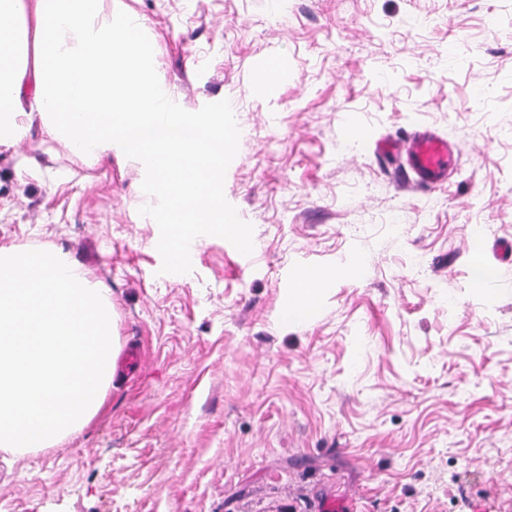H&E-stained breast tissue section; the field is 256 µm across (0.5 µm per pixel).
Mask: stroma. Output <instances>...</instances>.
Masks as SVG:
<instances>
[{
	"label": "stroma",
	"instance_id": "stroma-1",
	"mask_svg": "<svg viewBox=\"0 0 512 512\" xmlns=\"http://www.w3.org/2000/svg\"><path fill=\"white\" fill-rule=\"evenodd\" d=\"M115 6L177 106L234 113L238 234L193 226L171 269L144 163L0 152V247L91 270L120 345L80 432L0 451V512H512V0ZM417 130L457 146L442 187L376 152ZM334 283L332 273H323L306 288H296L288 295V301L281 310V319L285 323H300L308 315L316 295Z\"/></svg>",
	"mask_w": 512,
	"mask_h": 512
}]
</instances>
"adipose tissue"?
<instances>
[{
  "instance_id": "obj_1",
  "label": "adipose tissue",
  "mask_w": 512,
  "mask_h": 512,
  "mask_svg": "<svg viewBox=\"0 0 512 512\" xmlns=\"http://www.w3.org/2000/svg\"><path fill=\"white\" fill-rule=\"evenodd\" d=\"M35 122L73 154L101 158L118 145L149 163L143 197L168 227L171 268L187 259L192 225L235 231L223 193L232 113L176 108L141 23L112 0H0V147ZM333 282L324 273L292 291L282 321L302 322Z\"/></svg>"
}]
</instances>
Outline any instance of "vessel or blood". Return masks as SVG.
Instances as JSON below:
<instances>
[{"instance_id": "obj_1", "label": "vessel or blood", "mask_w": 512, "mask_h": 512, "mask_svg": "<svg viewBox=\"0 0 512 512\" xmlns=\"http://www.w3.org/2000/svg\"><path fill=\"white\" fill-rule=\"evenodd\" d=\"M388 152L404 157L417 181L428 188L442 185L448 178L453 150L448 141L428 131L414 133L387 146Z\"/></svg>"}]
</instances>
